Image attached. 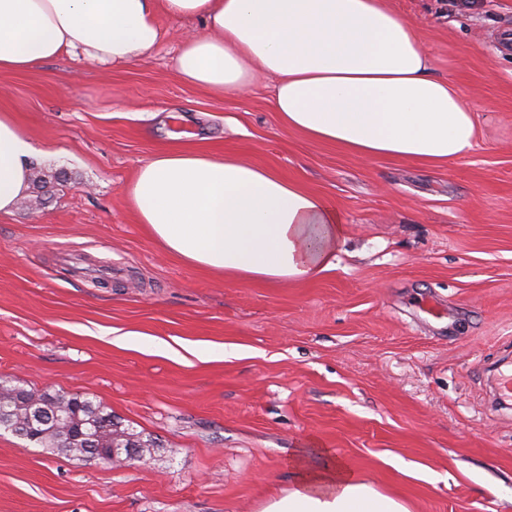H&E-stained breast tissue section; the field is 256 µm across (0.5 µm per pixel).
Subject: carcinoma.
Masks as SVG:
<instances>
[{
  "label": "carcinoma",
  "instance_id": "1",
  "mask_svg": "<svg viewBox=\"0 0 512 512\" xmlns=\"http://www.w3.org/2000/svg\"><path fill=\"white\" fill-rule=\"evenodd\" d=\"M8 391L0 396V425L42 448L85 459L99 448L120 455L130 449L144 453L151 447L138 434L121 428L112 413L78 394L43 392L35 397L19 387ZM34 409L52 414L53 420L30 425L28 415Z\"/></svg>",
  "mask_w": 512,
  "mask_h": 512
}]
</instances>
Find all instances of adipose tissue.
Wrapping results in <instances>:
<instances>
[{
  "mask_svg": "<svg viewBox=\"0 0 512 512\" xmlns=\"http://www.w3.org/2000/svg\"><path fill=\"white\" fill-rule=\"evenodd\" d=\"M195 19L176 57L182 81L216 98L274 77L272 108L309 141L370 160L444 165L472 151V106L388 0H0V72L82 51L127 65L150 55L158 14ZM35 152L0 111V215L32 191ZM160 253L235 280H310L336 265L341 219L325 198L231 154L166 149L124 187ZM296 480L263 512H409L344 466L295 461Z\"/></svg>",
  "mask_w": 512,
  "mask_h": 512,
  "instance_id": "ef3b65f1",
  "label": "adipose tissue"
}]
</instances>
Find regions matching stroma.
Listing matches in <instances>:
<instances>
[{
  "mask_svg": "<svg viewBox=\"0 0 512 512\" xmlns=\"http://www.w3.org/2000/svg\"><path fill=\"white\" fill-rule=\"evenodd\" d=\"M390 4L476 107L462 159L309 142L268 77L227 100L187 85L175 59L199 24L165 15L143 61L0 74L32 167L61 173L0 216V385L87 396L157 443L99 463L1 430L0 512H261L298 458L343 462L410 512H512V405L494 399L512 365V0ZM167 148L234 153L331 200L335 268L269 285L161 255L123 189Z\"/></svg>",
  "mask_w": 512,
  "mask_h": 512,
  "instance_id": "1",
  "label": "stroma"
}]
</instances>
